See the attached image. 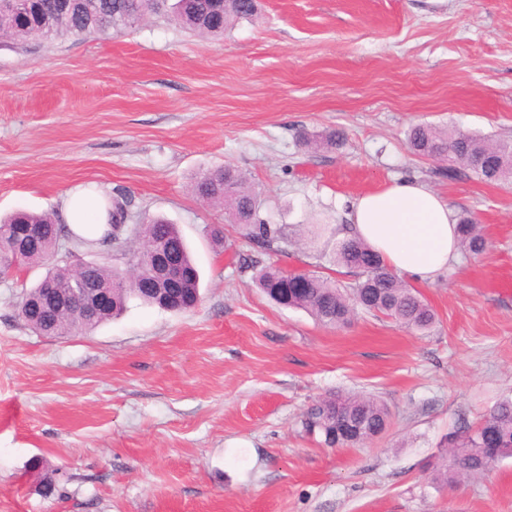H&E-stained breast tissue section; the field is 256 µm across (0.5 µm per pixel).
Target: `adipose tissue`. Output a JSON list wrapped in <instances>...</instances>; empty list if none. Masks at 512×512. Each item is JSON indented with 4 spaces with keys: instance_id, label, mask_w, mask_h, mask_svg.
I'll list each match as a JSON object with an SVG mask.
<instances>
[{
    "instance_id": "obj_1",
    "label": "adipose tissue",
    "mask_w": 512,
    "mask_h": 512,
    "mask_svg": "<svg viewBox=\"0 0 512 512\" xmlns=\"http://www.w3.org/2000/svg\"><path fill=\"white\" fill-rule=\"evenodd\" d=\"M112 197L94 183L69 188L59 206L62 223L97 238L111 222ZM353 232L396 272L421 281L447 270L459 250L457 223L446 199L414 179L353 200Z\"/></svg>"
}]
</instances>
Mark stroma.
I'll return each mask as SVG.
<instances>
[{
    "label": "stroma",
    "instance_id": "stroma-1",
    "mask_svg": "<svg viewBox=\"0 0 512 512\" xmlns=\"http://www.w3.org/2000/svg\"><path fill=\"white\" fill-rule=\"evenodd\" d=\"M223 38L157 18L123 33L0 47V215L57 210L73 185L125 191L183 233L201 301L130 299L90 331L19 320L44 270L0 278V512H512V458L437 484L448 433L512 397V182L416 155L422 124L512 140V0H258ZM342 133L333 148L300 133ZM230 163L288 241L264 261L349 284L348 201L415 177L471 218L485 253L411 281L410 331L360 311L327 328L268 299L250 246L190 190ZM371 396L386 430L355 448L304 434L315 401ZM53 480L57 490L39 487Z\"/></svg>",
    "mask_w": 512,
    "mask_h": 512
}]
</instances>
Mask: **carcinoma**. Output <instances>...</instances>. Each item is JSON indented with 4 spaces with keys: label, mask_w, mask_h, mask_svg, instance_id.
<instances>
[{
    "label": "carcinoma",
    "mask_w": 512,
    "mask_h": 512,
    "mask_svg": "<svg viewBox=\"0 0 512 512\" xmlns=\"http://www.w3.org/2000/svg\"><path fill=\"white\" fill-rule=\"evenodd\" d=\"M71 6L62 9L55 0H41L35 11L22 19L18 14L26 0H0V16L11 24L0 28V38L14 42L28 40L52 41L83 37L108 31L121 32L153 17H163L180 28L199 36H224V30L240 19L257 13L256 0H230L223 14H217L215 0H70ZM410 141L420 155L434 159L461 162L485 180L502 181L512 177V147L490 144L475 135L452 134L433 127L419 125L411 129ZM193 194L203 203L219 207L228 214L229 224L238 229L243 239L254 248L246 260L247 267L257 269L256 283L277 304L302 309L318 323L337 327L346 323L355 307L381 314L405 328L424 331L435 322L433 309L407 287L386 266L380 255L354 236L336 243L334 262L348 269L355 282L340 286L336 282L310 272L286 273L273 265H262V256L277 251L287 241L282 228L261 217L262 202L249 178L231 164L217 166L197 178ZM131 199L122 193L112 197V233L99 238L77 237L68 226L48 212L18 211L0 219V257L5 255L14 227L39 224L43 233L38 242L15 264L8 260L0 264L7 274L13 266H42L45 276L69 288L83 276L94 282L120 285L112 293L111 306L91 318H82L70 310L54 313L35 323L19 317L33 332L48 336H69L77 328L90 330L121 315L129 298L134 297L149 306L165 308L159 297L141 289V278L148 267L152 247L159 241L169 246L172 256L186 271L180 284L181 310H187L199 296V273L190 256L184 238L176 225L163 218H149L140 224H126ZM459 241L462 248L473 254L486 249V240L479 225L468 218L459 219ZM140 241L141 247L129 253L130 271L123 274L97 263L81 268L56 259L60 242L67 240L82 251L102 252L121 248L130 238ZM341 412L364 424L359 436L331 438L335 433L332 415ZM387 407L373 399L333 395L312 405L302 421L310 435L318 434L325 445L357 447L381 434L388 424ZM448 447L463 449L465 456L459 467L437 470V479L451 487L458 479L486 472L480 455L486 448L497 459L512 457V398L497 402L474 426L459 428L448 435Z\"/></svg>",
    "instance_id": "cac0c4a2"
}]
</instances>
